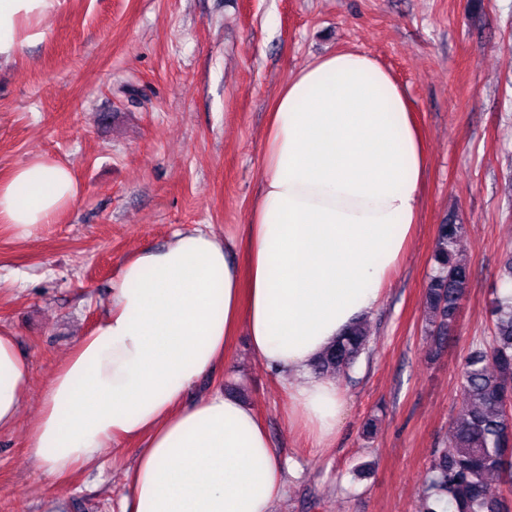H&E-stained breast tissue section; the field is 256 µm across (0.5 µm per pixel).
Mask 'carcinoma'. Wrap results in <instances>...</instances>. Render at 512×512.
Listing matches in <instances>:
<instances>
[{"label": "carcinoma", "mask_w": 512, "mask_h": 512, "mask_svg": "<svg viewBox=\"0 0 512 512\" xmlns=\"http://www.w3.org/2000/svg\"><path fill=\"white\" fill-rule=\"evenodd\" d=\"M464 225L450 217L438 226L432 272L423 296L425 333L440 351L454 332L461 301L470 288V269L458 257ZM490 336L475 344L462 365V416L451 426L446 446L434 452L424 491L423 512H512V297L491 299ZM374 342L367 323L353 324L312 364L318 376L341 377ZM508 490L493 495L488 479Z\"/></svg>", "instance_id": "carcinoma-1"}]
</instances>
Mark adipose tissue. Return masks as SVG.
I'll list each match as a JSON object with an SVG mask.
<instances>
[{"mask_svg": "<svg viewBox=\"0 0 512 512\" xmlns=\"http://www.w3.org/2000/svg\"><path fill=\"white\" fill-rule=\"evenodd\" d=\"M53 0H0V62ZM428 155L392 73L368 52L314 57L273 102L245 264L201 229L127 261L107 309L53 370L28 453L48 484L104 473L119 441L145 440L125 512H273L283 462L254 408L213 393L186 402L224 365L245 327L276 371L299 426L330 447L346 398L312 362L377 309L421 222ZM78 196L71 168L36 156L0 180V223L27 237ZM30 365L0 332V431L14 428Z\"/></svg>", "mask_w": 512, "mask_h": 512, "instance_id": "1", "label": "adipose tissue"}]
</instances>
